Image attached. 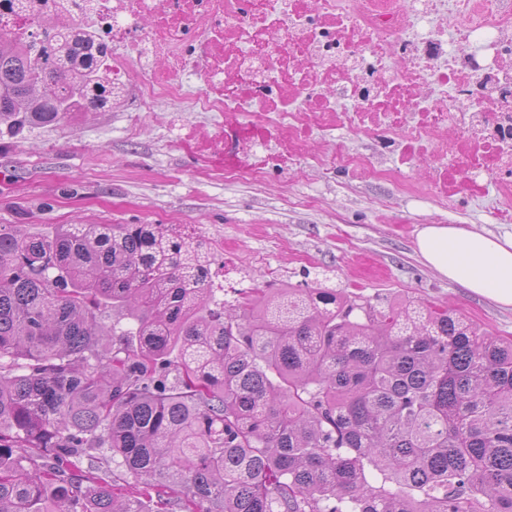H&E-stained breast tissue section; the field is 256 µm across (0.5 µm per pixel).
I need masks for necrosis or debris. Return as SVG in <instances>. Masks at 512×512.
Here are the masks:
<instances>
[{
    "label": "necrosis or debris",
    "mask_w": 512,
    "mask_h": 512,
    "mask_svg": "<svg viewBox=\"0 0 512 512\" xmlns=\"http://www.w3.org/2000/svg\"><path fill=\"white\" fill-rule=\"evenodd\" d=\"M75 24L111 44L106 80L137 81L143 103L241 113L291 151L333 129L368 130L401 164L431 160V185L449 202L479 199L491 182L512 210V40L500 35L512 9L502 0H91L59 14V27ZM148 58L160 67L140 71ZM194 69L205 88L187 98Z\"/></svg>",
    "instance_id": "1"
}]
</instances>
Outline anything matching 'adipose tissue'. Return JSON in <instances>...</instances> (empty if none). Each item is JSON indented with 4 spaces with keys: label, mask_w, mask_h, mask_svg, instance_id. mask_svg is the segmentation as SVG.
<instances>
[{
    "label": "adipose tissue",
    "mask_w": 512,
    "mask_h": 512,
    "mask_svg": "<svg viewBox=\"0 0 512 512\" xmlns=\"http://www.w3.org/2000/svg\"><path fill=\"white\" fill-rule=\"evenodd\" d=\"M416 244L420 256L441 276L512 306V234L498 237L430 224L419 231Z\"/></svg>",
    "instance_id": "obj_1"
}]
</instances>
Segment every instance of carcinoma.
<instances>
[{
  "mask_svg": "<svg viewBox=\"0 0 512 512\" xmlns=\"http://www.w3.org/2000/svg\"><path fill=\"white\" fill-rule=\"evenodd\" d=\"M105 54L0 30V137L111 108ZM203 249L0 224V512H512V340L322 284L229 305Z\"/></svg>",
  "mask_w": 512,
  "mask_h": 512,
  "instance_id": "carcinoma-1",
  "label": "carcinoma"
}]
</instances>
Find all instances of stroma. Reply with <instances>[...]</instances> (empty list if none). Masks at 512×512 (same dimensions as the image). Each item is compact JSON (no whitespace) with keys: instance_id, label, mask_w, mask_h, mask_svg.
<instances>
[{"instance_id":"1","label":"stroma","mask_w":512,"mask_h":512,"mask_svg":"<svg viewBox=\"0 0 512 512\" xmlns=\"http://www.w3.org/2000/svg\"><path fill=\"white\" fill-rule=\"evenodd\" d=\"M238 122L257 147L228 157L223 117L168 101L143 106L130 84L110 110L0 138V224H174L205 242L226 301L258 285L320 282L385 305L410 297L454 309L512 338V307L442 277L416 251L429 224L511 233L512 219L493 212L495 191L452 206L427 188L428 160L399 169L396 148L370 132L350 134V151L396 177L323 163L332 138L294 155L258 143L246 117ZM232 162L260 178L224 177Z\"/></svg>"}]
</instances>
